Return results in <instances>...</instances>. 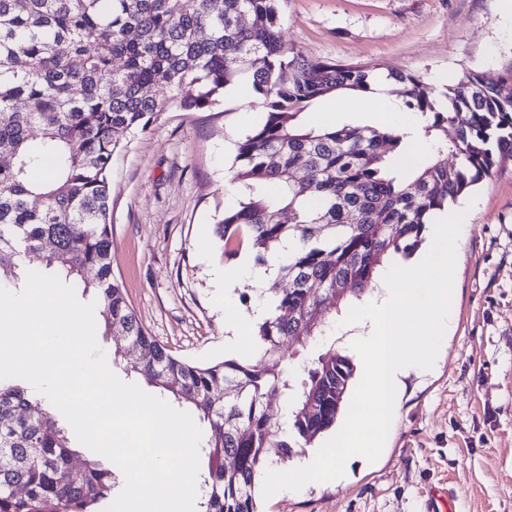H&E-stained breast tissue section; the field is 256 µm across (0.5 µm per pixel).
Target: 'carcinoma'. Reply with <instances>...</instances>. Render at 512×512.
<instances>
[{
	"mask_svg": "<svg viewBox=\"0 0 512 512\" xmlns=\"http://www.w3.org/2000/svg\"><path fill=\"white\" fill-rule=\"evenodd\" d=\"M277 2L0 0V270L23 287L27 252L50 243L46 267L95 295L105 335L138 347L124 370L147 376L159 398L194 406L204 426L197 512H259V478L314 447L344 413L350 357L329 348L298 385L270 372L267 358L289 339L305 347L326 335L341 306L374 290L390 256L420 244L431 212L512 160V98L500 93L512 65L448 85L445 112L417 76L389 74L406 85L419 126L304 123L312 101L366 92L372 76L286 44ZM235 83L261 96L266 118L236 144L237 206L215 233L246 237L258 265L286 241L295 248L261 291L272 312L257 325L256 354L201 366L145 332L114 278L112 161L163 113L211 111ZM419 136L432 152L410 166ZM282 211L291 223L279 222ZM277 392L289 403L287 429L264 406ZM77 455L43 399L0 380V512H43L48 501L56 512H96L113 502L121 470L86 458L75 479Z\"/></svg>",
	"mask_w": 512,
	"mask_h": 512,
	"instance_id": "carcinoma-1",
	"label": "carcinoma"
}]
</instances>
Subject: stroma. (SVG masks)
<instances>
[{
  "mask_svg": "<svg viewBox=\"0 0 512 512\" xmlns=\"http://www.w3.org/2000/svg\"><path fill=\"white\" fill-rule=\"evenodd\" d=\"M283 36L313 61L376 80L421 76L445 109L451 81L512 65V16L499 0H281ZM259 98L208 112L172 110L112 162V273L145 331L181 359L249 355L251 332L225 322L217 270L251 257L213 229L237 199L226 182ZM458 243L453 323L434 367L404 380L377 461L337 484H312L263 512H419L444 483L459 512H512V160L452 206Z\"/></svg>",
  "mask_w": 512,
  "mask_h": 512,
  "instance_id": "1",
  "label": "stroma"
}]
</instances>
